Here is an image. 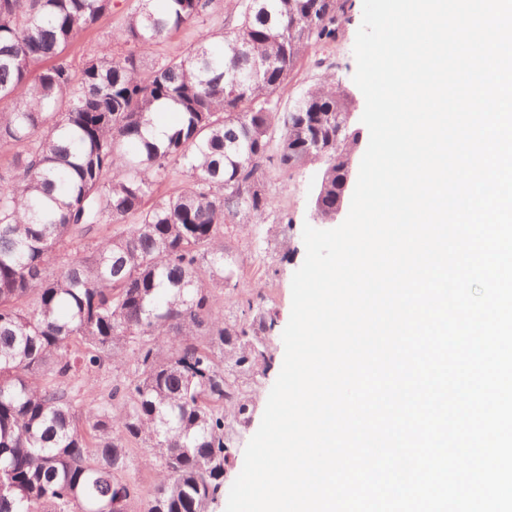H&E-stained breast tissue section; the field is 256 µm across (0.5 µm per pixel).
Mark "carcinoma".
I'll return each mask as SVG.
<instances>
[{
	"label": "carcinoma",
	"mask_w": 512,
	"mask_h": 512,
	"mask_svg": "<svg viewBox=\"0 0 512 512\" xmlns=\"http://www.w3.org/2000/svg\"><path fill=\"white\" fill-rule=\"evenodd\" d=\"M347 2L227 0L224 31L147 64L214 0H135L113 33L124 52L77 65L70 45L113 0H0V512H211L223 496L274 327L251 296L220 315L227 230L265 223L271 165L319 166L314 210L331 220L353 98L328 73L279 104L309 51L336 42ZM176 168L183 189L158 193ZM129 362L134 378L77 406L93 372ZM133 441L157 473L145 499Z\"/></svg>",
	"instance_id": "cac0c4a2"
}]
</instances>
